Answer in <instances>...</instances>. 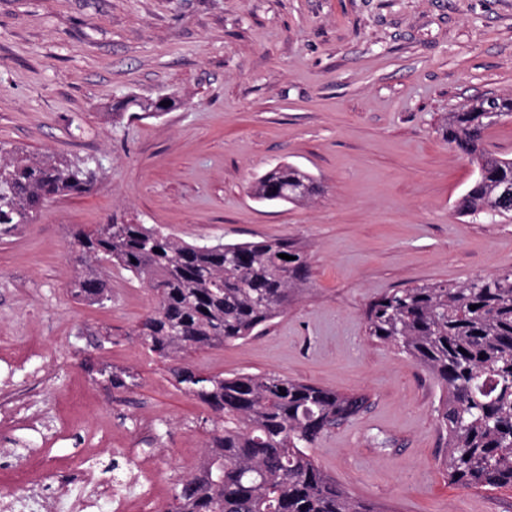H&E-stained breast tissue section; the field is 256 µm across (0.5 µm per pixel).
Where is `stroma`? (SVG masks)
Wrapping results in <instances>:
<instances>
[{
  "label": "stroma",
  "mask_w": 512,
  "mask_h": 512,
  "mask_svg": "<svg viewBox=\"0 0 512 512\" xmlns=\"http://www.w3.org/2000/svg\"><path fill=\"white\" fill-rule=\"evenodd\" d=\"M161 93L180 105L113 123V100ZM510 94L512 0H0V148L103 165L95 190L0 237V375L48 428L11 430L41 461L34 478L67 482L82 449L122 438L170 497L179 460L207 452L211 411L133 334L148 288L116 268L111 302L71 292L72 231L117 213L198 244L300 242L310 292L191 363L369 394L311 453L382 512H512L511 489L449 483L439 385L365 329L385 292L512 270V220L457 213L475 167L442 133L448 113ZM288 163L323 195L254 198ZM104 328L112 341L96 346ZM100 368L135 383L108 387Z\"/></svg>",
  "instance_id": "35a3bbf8"
}]
</instances>
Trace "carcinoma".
<instances>
[{
  "instance_id": "1",
  "label": "carcinoma",
  "mask_w": 512,
  "mask_h": 512,
  "mask_svg": "<svg viewBox=\"0 0 512 512\" xmlns=\"http://www.w3.org/2000/svg\"><path fill=\"white\" fill-rule=\"evenodd\" d=\"M132 108L159 116L157 99L132 96L112 105V120ZM509 115L512 97L476 100L448 113V144L478 170L456 205L461 216L512 218V158L483 147L488 130ZM101 175L94 159L0 155V233L34 223L52 198L91 192ZM252 191L260 201L300 204L322 195L323 187L282 164L259 177ZM71 237L79 266L75 296L98 305L112 300L114 265L150 288L155 305L135 335L171 363L180 389L215 413L202 473L178 483L164 512H378L325 474L308 452L366 408L367 396L276 374L226 377L187 361L194 350L256 335L307 290L311 266L299 242L200 246L116 215ZM366 331L413 359L442 388L436 412L448 481L512 489V270L460 285L387 292L368 305Z\"/></svg>"
}]
</instances>
